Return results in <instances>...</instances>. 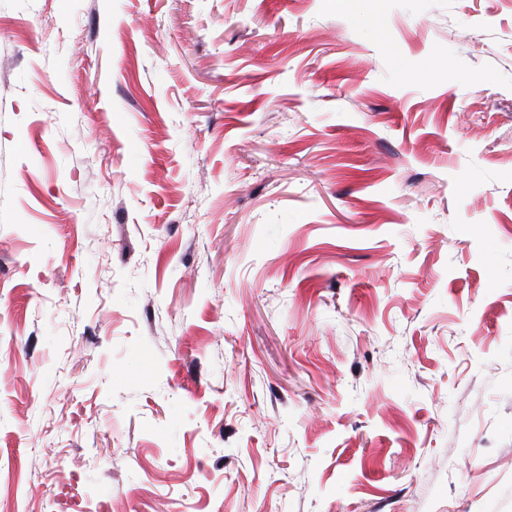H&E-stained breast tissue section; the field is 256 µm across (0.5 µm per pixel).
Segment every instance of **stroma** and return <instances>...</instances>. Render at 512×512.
Returning a JSON list of instances; mask_svg holds the SVG:
<instances>
[{
    "instance_id": "obj_1",
    "label": "stroma",
    "mask_w": 512,
    "mask_h": 512,
    "mask_svg": "<svg viewBox=\"0 0 512 512\" xmlns=\"http://www.w3.org/2000/svg\"><path fill=\"white\" fill-rule=\"evenodd\" d=\"M512 512V0H0V512Z\"/></svg>"
}]
</instances>
